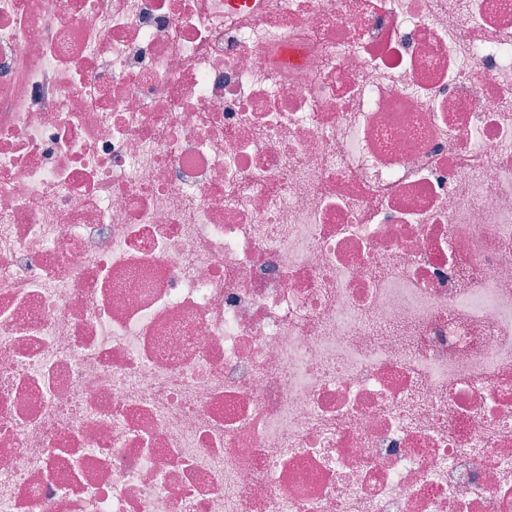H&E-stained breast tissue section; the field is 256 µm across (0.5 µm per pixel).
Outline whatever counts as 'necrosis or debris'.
I'll return each mask as SVG.
<instances>
[{
    "label": "necrosis or debris",
    "mask_w": 512,
    "mask_h": 512,
    "mask_svg": "<svg viewBox=\"0 0 512 512\" xmlns=\"http://www.w3.org/2000/svg\"><path fill=\"white\" fill-rule=\"evenodd\" d=\"M0 512H512V0H0Z\"/></svg>",
    "instance_id": "obj_1"
}]
</instances>
